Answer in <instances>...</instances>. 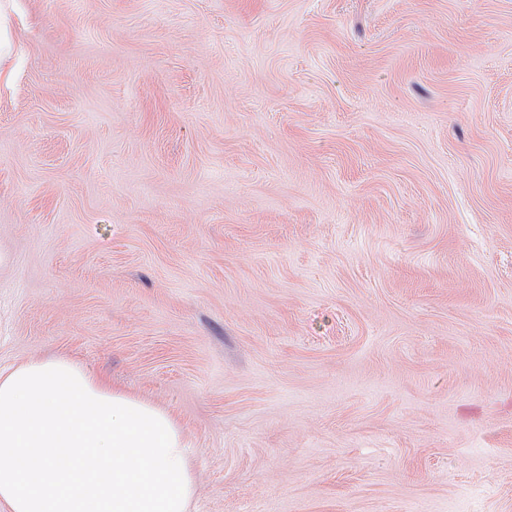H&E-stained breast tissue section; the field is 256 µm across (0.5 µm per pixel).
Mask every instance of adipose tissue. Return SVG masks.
<instances>
[{"label":"adipose tissue","instance_id":"1","mask_svg":"<svg viewBox=\"0 0 512 512\" xmlns=\"http://www.w3.org/2000/svg\"><path fill=\"white\" fill-rule=\"evenodd\" d=\"M188 448L169 411L67 358L0 371L7 512H189Z\"/></svg>","mask_w":512,"mask_h":512}]
</instances>
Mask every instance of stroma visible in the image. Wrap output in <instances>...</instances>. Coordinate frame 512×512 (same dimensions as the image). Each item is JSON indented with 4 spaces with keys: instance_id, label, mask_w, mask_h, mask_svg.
Masks as SVG:
<instances>
[{
    "instance_id": "obj_1",
    "label": "stroma",
    "mask_w": 512,
    "mask_h": 512,
    "mask_svg": "<svg viewBox=\"0 0 512 512\" xmlns=\"http://www.w3.org/2000/svg\"><path fill=\"white\" fill-rule=\"evenodd\" d=\"M57 355L190 512H512V0H0V368Z\"/></svg>"
}]
</instances>
